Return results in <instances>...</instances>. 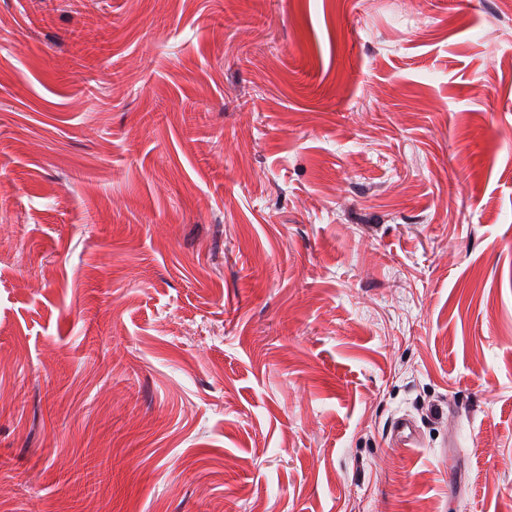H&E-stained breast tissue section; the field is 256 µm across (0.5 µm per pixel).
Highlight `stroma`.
Returning <instances> with one entry per match:
<instances>
[{
  "label": "stroma",
  "mask_w": 512,
  "mask_h": 512,
  "mask_svg": "<svg viewBox=\"0 0 512 512\" xmlns=\"http://www.w3.org/2000/svg\"><path fill=\"white\" fill-rule=\"evenodd\" d=\"M0 512H512V0H0ZM393 443L398 447L415 445L419 439V427L410 417L402 415L394 418L389 426Z\"/></svg>",
  "instance_id": "obj_1"
}]
</instances>
